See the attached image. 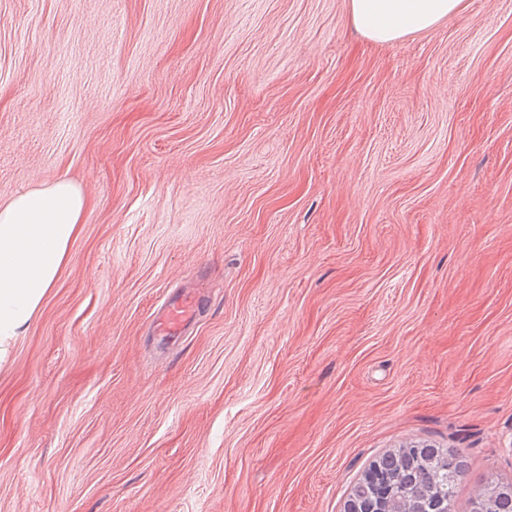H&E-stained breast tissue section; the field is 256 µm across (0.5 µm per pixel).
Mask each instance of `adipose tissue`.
<instances>
[{
	"label": "adipose tissue",
	"instance_id": "adipose-tissue-1",
	"mask_svg": "<svg viewBox=\"0 0 512 512\" xmlns=\"http://www.w3.org/2000/svg\"><path fill=\"white\" fill-rule=\"evenodd\" d=\"M463 3L348 0V10L363 36L386 44L433 28ZM87 206L81 189L66 179L21 190L0 203V361L55 285Z\"/></svg>",
	"mask_w": 512,
	"mask_h": 512
}]
</instances>
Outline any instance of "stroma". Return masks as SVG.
I'll use <instances>...</instances> for the list:
<instances>
[{"label": "stroma", "instance_id": "35a3bbf8", "mask_svg": "<svg viewBox=\"0 0 512 512\" xmlns=\"http://www.w3.org/2000/svg\"><path fill=\"white\" fill-rule=\"evenodd\" d=\"M61 178L0 512H344L422 444L453 512L512 483V0L389 45L347 0H0V202ZM200 298L190 292L171 296L154 325L156 336H181L200 311Z\"/></svg>", "mask_w": 512, "mask_h": 512}]
</instances>
